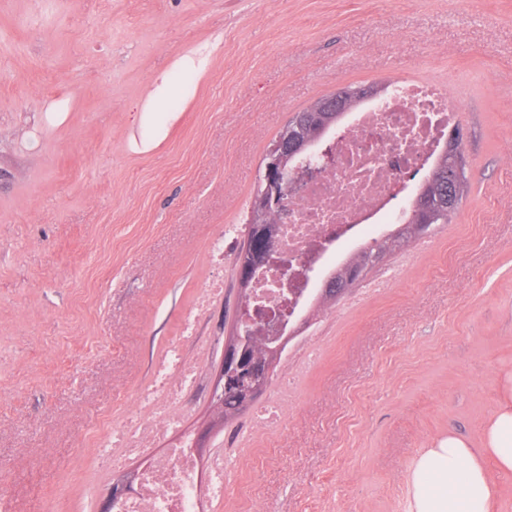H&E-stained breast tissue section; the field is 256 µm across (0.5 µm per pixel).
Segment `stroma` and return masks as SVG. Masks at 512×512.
Listing matches in <instances>:
<instances>
[{"instance_id":"stroma-1","label":"stroma","mask_w":512,"mask_h":512,"mask_svg":"<svg viewBox=\"0 0 512 512\" xmlns=\"http://www.w3.org/2000/svg\"><path fill=\"white\" fill-rule=\"evenodd\" d=\"M444 82L470 188L449 223L309 303L261 403L212 433L202 512H410L420 452L481 448L512 373V0H0V488L13 512H101V437L166 351L197 433L238 302L236 256L268 145L354 85ZM224 237V261L209 248ZM224 292L183 330L203 287ZM290 375L283 392L278 379ZM360 277H356V273H351L345 280L339 281L336 279V283L332 277L328 278L324 288H321L317 293V299H327V302H333L334 299L352 288ZM206 491L213 501H224V454L217 456L214 467L210 470Z\"/></svg>"}]
</instances>
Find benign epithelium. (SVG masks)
Listing matches in <instances>:
<instances>
[{"label": "benign epithelium", "instance_id": "7a95c632", "mask_svg": "<svg viewBox=\"0 0 512 512\" xmlns=\"http://www.w3.org/2000/svg\"><path fill=\"white\" fill-rule=\"evenodd\" d=\"M349 106L345 96L338 92L302 112L294 113L265 153L262 190L253 197L247 244L236 263L238 309L210 396L217 424H224V394H236L238 409L242 412L252 407L265 393L276 362L286 343L295 335L293 331L286 333L281 329L273 336H264L247 317L252 300L250 284L258 271L273 262L277 224L288 206V175L283 162L317 164L326 154L321 146L332 125L329 113L345 112ZM357 281L354 273L340 281L330 277L317 293V298L331 302L345 294ZM135 479L134 473L122 476L120 482L113 485L102 512H112V507L132 490Z\"/></svg>", "mask_w": 512, "mask_h": 512}]
</instances>
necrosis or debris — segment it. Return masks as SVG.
<instances>
[{
    "label": "necrosis or debris",
    "instance_id": "necrosis-or-debris-1",
    "mask_svg": "<svg viewBox=\"0 0 512 512\" xmlns=\"http://www.w3.org/2000/svg\"><path fill=\"white\" fill-rule=\"evenodd\" d=\"M462 106L444 85L395 80L378 98L348 112L329 132L331 163L314 173L290 174L293 206L275 243L291 260L294 275L281 281L262 273L254 289L271 323L291 325L345 252L385 236L404 221L418 187L414 174L430 171L456 126ZM196 387V368L180 347H171L139 397L140 412L99 443L101 465L144 453L145 442L180 425L186 398ZM224 499V460L216 458L207 484L185 446L169 448L140 474L138 489L115 512H199L201 494Z\"/></svg>",
    "mask_w": 512,
    "mask_h": 512
}]
</instances>
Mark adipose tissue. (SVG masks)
I'll use <instances>...</instances> for the list:
<instances>
[{"label":"adipose tissue","mask_w":512,"mask_h":512,"mask_svg":"<svg viewBox=\"0 0 512 512\" xmlns=\"http://www.w3.org/2000/svg\"><path fill=\"white\" fill-rule=\"evenodd\" d=\"M487 453L501 472H512L510 386L487 422L482 450L451 434L420 455L411 474V512H490L495 483L483 463Z\"/></svg>","instance_id":"adipose-tissue-1"}]
</instances>
